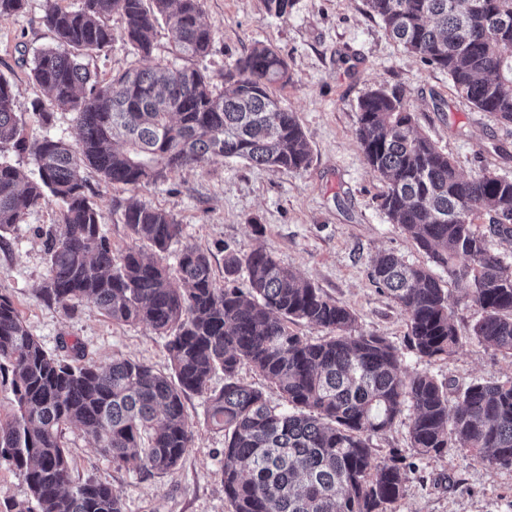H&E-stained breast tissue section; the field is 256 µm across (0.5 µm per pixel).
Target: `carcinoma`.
<instances>
[{
	"mask_svg": "<svg viewBox=\"0 0 512 512\" xmlns=\"http://www.w3.org/2000/svg\"><path fill=\"white\" fill-rule=\"evenodd\" d=\"M389 35L409 53L448 74L455 91L477 109L512 125V0H365ZM266 13L288 15L292 0H263ZM121 15L123 38L149 58L165 23L176 51L193 60L209 53L213 33L202 0H81L70 10L44 0L40 22L55 44L35 56L31 79L50 107L34 115L50 124V108L72 112L73 145L46 137L31 143L14 109V87L0 74V151L33 156L37 177L22 182L0 161V238L53 197L62 223L45 241L47 305L75 310L94 302L110 320L147 324L169 337L172 375L119 359L104 369L49 355L0 295V376L11 379L16 409L0 420V464L16 470L28 499L13 512H123L106 483L77 482L67 450L74 426L118 467L170 472L193 440L185 410L191 394L206 396L210 424L224 432L220 469L232 512H391L405 491L399 456L379 462L371 436L411 411V447L421 455L447 448L490 467H512V382L477 381L448 405L445 386L424 372L403 375L397 349L379 336L354 335L355 316L321 289L298 280L261 246L224 255V284L210 256L186 246L177 266L163 263L181 225L143 202L121 219L139 245L116 255L102 232L82 171L112 185L137 187L197 168L213 157L301 171L309 143L295 115L272 91L288 83V66L256 44L220 76L194 66L130 68L107 82L83 60L112 48L108 24ZM356 136L384 183L379 208L414 239L429 260L464 283L483 312L473 335L512 354V267L472 229L488 218L489 233L512 241V177H464L448 155L419 132L404 95L376 88L358 103ZM155 255L148 257L142 246ZM246 271L247 287L236 284ZM370 276L407 317V342L422 359L452 356L460 336L440 281L423 265L378 255ZM296 321L330 336L292 333ZM248 365L280 392L271 405L243 384ZM224 387L212 390L217 371Z\"/></svg>",
	"mask_w": 512,
	"mask_h": 512,
	"instance_id": "obj_1",
	"label": "carcinoma"
}]
</instances>
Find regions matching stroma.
<instances>
[{"mask_svg": "<svg viewBox=\"0 0 512 512\" xmlns=\"http://www.w3.org/2000/svg\"><path fill=\"white\" fill-rule=\"evenodd\" d=\"M42 8L43 0H26L21 12L0 17V73L14 85L15 110L27 118L29 142L47 136L73 142L77 127L72 113L55 111L48 126L31 117L33 104L48 99L30 77L31 62L37 51L55 42L39 22ZM202 10L214 40L198 67L222 74L257 43L271 45L286 60L290 80L275 86L274 93L296 114L311 163L306 170L288 171L216 157L136 188L107 184L93 169H85L113 252L134 244L121 221L122 210L145 202L182 226L178 241L163 255L166 264L175 265L183 247L192 245L210 255L220 281L225 249L246 254L265 245L301 281L349 307L355 333L391 342L402 372H425L443 383L449 403H456L460 390L473 381L512 382V356L472 336L482 312L466 288L439 266L433 272L448 293L461 344L452 356L431 361L408 348L406 316L373 283L369 264L382 251L412 264H428L429 258L401 225L390 223L380 211L385 186L371 171L355 134L363 95L380 86L396 88L418 129L448 153L461 175L512 177V127L457 95L446 72L390 38L364 0H293L284 17L267 14L262 0H203ZM109 23L111 50L88 61L98 79L152 62L182 64L167 27L157 29L152 56L146 59L122 40L120 15H112ZM61 212L60 203L47 201L0 241V294L12 300L50 355L63 356V343L76 342L85 361L108 366L131 359L169 373L167 338L149 325L113 322L87 300L72 313L42 302L49 265L41 232L60 223ZM206 407L203 396L186 400L193 444L170 473L117 467L78 428L69 429L74 477L108 483L124 512H231L219 475L224 434L208 424ZM409 423L408 415H401L370 442L376 460L397 454L407 467L405 492L395 512H512V467L491 468L452 448L437 456L419 455L410 445Z\"/></svg>", "mask_w": 512, "mask_h": 512, "instance_id": "35a3bbf8", "label": "stroma"}]
</instances>
